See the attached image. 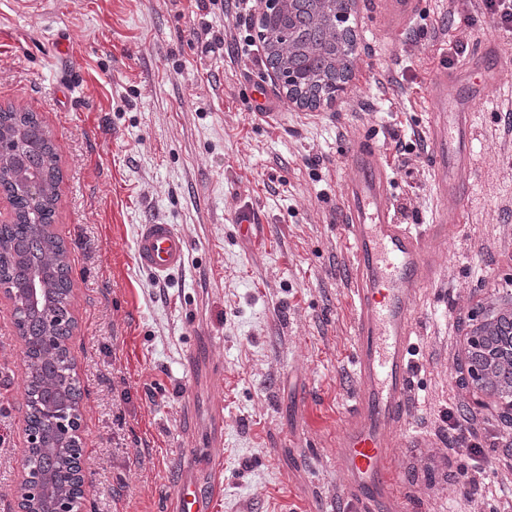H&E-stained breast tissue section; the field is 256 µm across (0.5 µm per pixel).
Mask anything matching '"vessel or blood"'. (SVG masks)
<instances>
[{
	"instance_id": "1",
	"label": "vessel or blood",
	"mask_w": 512,
	"mask_h": 512,
	"mask_svg": "<svg viewBox=\"0 0 512 512\" xmlns=\"http://www.w3.org/2000/svg\"><path fill=\"white\" fill-rule=\"evenodd\" d=\"M379 25L408 26L422 0H376ZM499 63L478 79L469 70L434 77L426 95L436 193L444 206L429 224L395 220L394 179L378 148L352 143L343 161L344 238L352 270L355 345L351 406L336 433L333 465L352 512H411L400 485L397 437L412 412V339L423 291L437 279L448 238L467 224L464 186L471 176L475 106L502 85ZM188 242L171 224L141 225L137 263L162 277L180 269Z\"/></svg>"
}]
</instances>
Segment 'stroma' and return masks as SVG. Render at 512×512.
Returning <instances> with one entry per match:
<instances>
[{
    "label": "stroma",
    "mask_w": 512,
    "mask_h": 512,
    "mask_svg": "<svg viewBox=\"0 0 512 512\" xmlns=\"http://www.w3.org/2000/svg\"><path fill=\"white\" fill-rule=\"evenodd\" d=\"M357 0L360 61L339 100L290 103L257 42L259 0H0V107L50 131L61 171L55 224L69 246L84 389V512H175L185 483L212 512H349L332 466L347 415L353 310L342 240L343 158L372 133L393 161L396 215L428 224L440 202L425 111L429 80L483 39L512 37L479 0H424L399 35ZM259 83L279 112L257 115ZM467 228L448 273L420 301L400 481L423 512H499L497 460L512 406L460 400L456 339L492 288L512 291V83L474 115ZM254 207L241 232L236 216ZM172 224L184 266L165 278L134 259L139 225ZM26 366L0 301V512H14L27 447ZM477 416L478 437L448 418ZM456 454H448V444ZM482 468L471 490L463 472Z\"/></svg>",
    "instance_id": "1"
}]
</instances>
